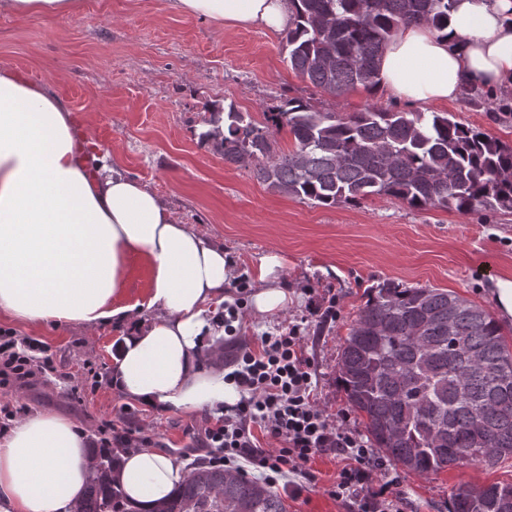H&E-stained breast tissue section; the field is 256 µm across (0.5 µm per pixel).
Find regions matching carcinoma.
<instances>
[{
	"label": "carcinoma",
	"mask_w": 512,
	"mask_h": 512,
	"mask_svg": "<svg viewBox=\"0 0 512 512\" xmlns=\"http://www.w3.org/2000/svg\"><path fill=\"white\" fill-rule=\"evenodd\" d=\"M288 65L332 98L376 91L379 59L405 25L448 26L455 0H290ZM205 148L252 170L274 193L318 206L387 196L414 209L512 211V148L446 112L321 111L288 98L258 122L234 103L206 106ZM224 113V130L213 127ZM287 131L293 148L279 149ZM339 379L375 448L419 475L512 459V351L485 309L440 288L392 281L369 290L344 338ZM99 453L70 512H136ZM153 512H285L280 494L198 461ZM448 512H512V484L451 491Z\"/></svg>",
	"instance_id": "cac0c4a2"
}]
</instances>
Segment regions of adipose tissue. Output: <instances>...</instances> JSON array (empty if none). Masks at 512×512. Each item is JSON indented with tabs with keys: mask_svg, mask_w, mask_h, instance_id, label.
I'll return each mask as SVG.
<instances>
[{
	"mask_svg": "<svg viewBox=\"0 0 512 512\" xmlns=\"http://www.w3.org/2000/svg\"><path fill=\"white\" fill-rule=\"evenodd\" d=\"M185 15L225 28H285L289 0H170ZM80 0H0V12L45 19ZM512 86V0H456L445 30L399 27L379 62L380 92L416 108L455 100L469 87ZM54 93L0 71V312L32 325L126 328L114 382L131 400L174 415L236 404L220 362L204 363L221 336L233 268L221 246L197 235L145 183L106 162ZM144 260L152 283L145 319L124 303V271ZM278 256L263 257L250 313L283 311ZM88 431L38 412L0 434V512H68L89 481ZM186 477L176 456L154 448L126 455L116 473L139 512Z\"/></svg>",
	"mask_w": 512,
	"mask_h": 512,
	"instance_id": "obj_1",
	"label": "adipose tissue"
}]
</instances>
